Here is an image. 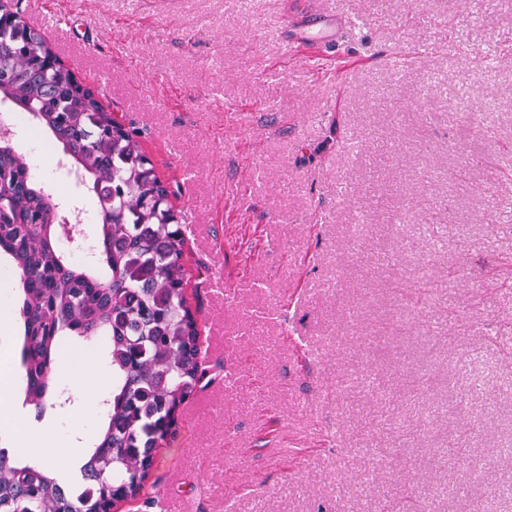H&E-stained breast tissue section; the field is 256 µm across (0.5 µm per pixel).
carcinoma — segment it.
<instances>
[{
	"label": "carcinoma",
	"mask_w": 512,
	"mask_h": 512,
	"mask_svg": "<svg viewBox=\"0 0 512 512\" xmlns=\"http://www.w3.org/2000/svg\"><path fill=\"white\" fill-rule=\"evenodd\" d=\"M44 33L0 11V103L29 113L84 176L99 206L103 278L68 263L60 205L27 156L0 137V254L19 276L24 402L41 417L54 363L70 336L108 340L112 404L98 443L69 475L0 448V512H101L144 493L174 412L207 374L201 325L187 304L185 235L140 136L95 93L78 89ZM473 388L494 411L500 394Z\"/></svg>",
	"instance_id": "1"
}]
</instances>
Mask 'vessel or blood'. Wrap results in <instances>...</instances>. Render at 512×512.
<instances>
[{"mask_svg":"<svg viewBox=\"0 0 512 512\" xmlns=\"http://www.w3.org/2000/svg\"><path fill=\"white\" fill-rule=\"evenodd\" d=\"M283 25L288 30L283 44L285 55L316 67L333 63L329 50L342 30L335 12L327 9L313 11L298 18L284 19Z\"/></svg>","mask_w":512,"mask_h":512,"instance_id":"1","label":"vessel or blood"}]
</instances>
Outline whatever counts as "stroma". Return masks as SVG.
Wrapping results in <instances>:
<instances>
[{
  "label": "stroma",
  "instance_id": "obj_1",
  "mask_svg": "<svg viewBox=\"0 0 512 512\" xmlns=\"http://www.w3.org/2000/svg\"><path fill=\"white\" fill-rule=\"evenodd\" d=\"M8 2L33 26L54 14L64 66L138 131L193 218L186 294L208 373L116 512H418L414 468L466 483L452 435L485 479L431 512H512L493 491L512 446V0ZM322 7L351 23L336 82L282 55L284 16ZM22 334L12 316L0 361L35 428L70 407L24 404ZM66 350L86 374L57 361L56 388H91L98 343ZM473 354L508 389L478 430L452 408ZM383 412L398 432L372 426ZM375 448L409 469L363 484Z\"/></svg>",
  "mask_w": 512,
  "mask_h": 512
}]
</instances>
